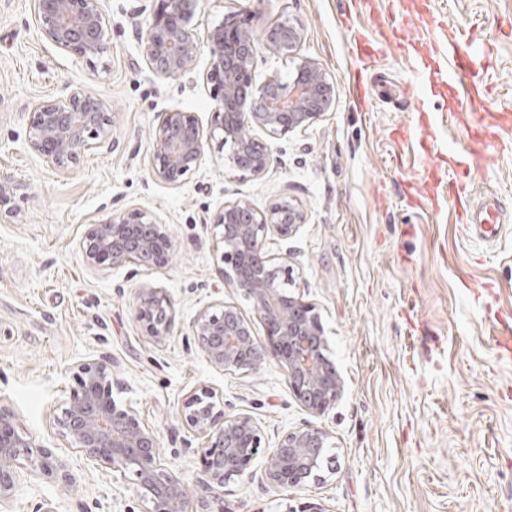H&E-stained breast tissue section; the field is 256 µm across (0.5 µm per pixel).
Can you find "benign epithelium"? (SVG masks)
I'll list each match as a JSON object with an SVG mask.
<instances>
[{"mask_svg":"<svg viewBox=\"0 0 512 512\" xmlns=\"http://www.w3.org/2000/svg\"><path fill=\"white\" fill-rule=\"evenodd\" d=\"M34 14L44 37L79 58L107 53L110 44L100 0H33ZM198 0H158L144 40L152 70L166 77L191 70L201 44L192 21ZM303 39L293 23L270 30L266 42L286 55L295 53ZM209 54L207 79L216 104L209 133H203L190 112L164 113L154 131L151 173L161 183L176 186L196 170L209 141L230 147L232 170L260 178L275 163L266 145L246 134L258 128L271 135L304 131L335 103L333 84L313 62L301 60L296 76L284 81L269 76L255 88L251 81L256 39L242 18L228 17L206 36ZM111 116L104 102L75 87L60 98L39 102L29 131L31 148L51 168L65 170L95 141L109 138ZM18 184L0 174V207L14 198ZM212 237L221 249L220 278L243 292L259 316L265 336H255L252 324L238 307L217 301L201 308L190 331L213 368L241 374L275 363L290 392L302 406L321 416L343 392L335 364L325 354L327 341L313 304L288 292L285 268L267 254L269 236L288 239L305 224L302 207L280 199L258 210L244 198L224 203L213 216ZM166 225L148 210L133 208L90 224L81 241L84 263L130 264L162 268L170 260ZM135 317L155 343H162L175 321L174 304L161 287L139 291ZM106 359L78 366V390L58 417V425L72 448L88 459L111 466L131 481L146 512H206L208 497L224 484L241 477L253 458L266 455L265 479L277 488H298L319 470L328 434L319 428L286 433L273 448L262 449L263 433L249 413L224 408V396L210 387L186 397L182 421L201 434L199 449L203 473L195 491L161 461L155 431L128 406L112 399ZM46 478L67 480L66 464L47 448H37L15 426L13 415L0 409V502L11 498L18 470ZM198 508H193V505Z\"/></svg>","mask_w":512,"mask_h":512,"instance_id":"1","label":"benign epithelium"}]
</instances>
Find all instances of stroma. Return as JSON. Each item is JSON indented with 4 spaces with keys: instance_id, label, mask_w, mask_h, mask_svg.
<instances>
[{
    "instance_id": "stroma-1",
    "label": "stroma",
    "mask_w": 512,
    "mask_h": 512,
    "mask_svg": "<svg viewBox=\"0 0 512 512\" xmlns=\"http://www.w3.org/2000/svg\"><path fill=\"white\" fill-rule=\"evenodd\" d=\"M346 0H199L198 36L231 13L246 18L257 41L254 85L271 74L288 80L309 59L332 78L333 109L304 132L253 135L277 163L244 177L210 145L181 185L151 176L153 134L163 112L194 113L209 128L215 107L206 80L208 52L194 68L162 77L149 67L143 36L156 0H101L109 52L84 60L45 39L33 0H0V173L20 190L14 213L0 218V407L22 433L67 465L71 486L20 469L0 512H143L134 485L76 452L57 418L77 388L79 364L112 363V395L152 427L166 466L189 485L201 476L202 440L181 419L187 396L202 387L252 414L266 447L288 431L330 435L329 468L300 489L262 482L257 455L242 477L209 501L210 512H287L315 499L327 512H512V357L499 353L496 323L512 316V139L490 149L473 173L475 199H497L502 229L478 241L450 210L405 204L406 187L424 177L416 151L420 130L404 84L418 85L432 114L436 156L461 160L465 128L512 116V0H362L360 27L374 15L398 24L423 11L408 36L448 49V29L474 34L483 66L457 85L459 95L490 85L476 113L448 115V91L394 53L370 68L371 109L352 95L338 17ZM291 20L303 32L296 56L265 42ZM81 87L112 115L105 143L70 168H50L28 142L34 105ZM248 199L259 210L288 198L306 214L292 238H269V253L289 270L290 292L312 302L327 355L344 392L325 415L307 412L274 363L251 373L212 368L189 341L196 313L222 300L264 329L244 294L222 283L211 217L224 202ZM150 210L167 225L172 257L162 269L139 265L87 268L79 242L87 225L129 208ZM164 287L175 322L162 343L134 317L139 288Z\"/></svg>"
}]
</instances>
